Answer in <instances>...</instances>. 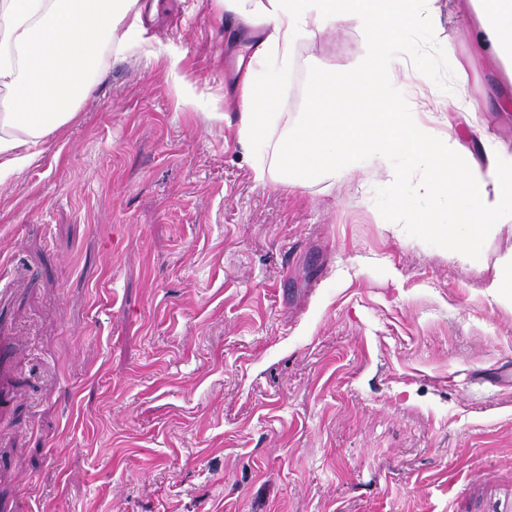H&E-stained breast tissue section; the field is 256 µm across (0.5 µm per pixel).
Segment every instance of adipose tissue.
<instances>
[{
	"label": "adipose tissue",
	"instance_id": "ef3b65f1",
	"mask_svg": "<svg viewBox=\"0 0 512 512\" xmlns=\"http://www.w3.org/2000/svg\"><path fill=\"white\" fill-rule=\"evenodd\" d=\"M429 0H223L234 20L258 21L264 37L239 82L238 137L263 183L336 181L382 168L386 213L407 212L438 249L466 259L479 242L512 221V152L480 136L475 160L458 139L436 135L404 106L400 54L412 31L427 28ZM470 36L486 56L505 62L512 79V0H464ZM142 0H0V181L21 172L64 131L105 77L112 53L142 39ZM363 37L353 65L315 77L306 110L289 124L280 110L283 75L296 42L321 40L345 26Z\"/></svg>",
	"mask_w": 512,
	"mask_h": 512
}]
</instances>
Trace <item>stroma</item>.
I'll list each match as a JSON object with an SVG mask.
<instances>
[{
    "label": "stroma",
    "instance_id": "35a3bbf8",
    "mask_svg": "<svg viewBox=\"0 0 512 512\" xmlns=\"http://www.w3.org/2000/svg\"><path fill=\"white\" fill-rule=\"evenodd\" d=\"M403 100L474 150L512 151L504 68L436 0ZM76 120L0 182V286L21 376L0 429L17 512H512V303L488 286L512 223L468 261L406 215L385 170L254 181L239 55L217 0H159ZM454 52H447V45ZM363 49L300 41L282 109ZM467 65L459 82L457 62ZM221 112L224 122L212 120ZM35 476L25 493L16 478Z\"/></svg>",
    "mask_w": 512,
    "mask_h": 512
}]
</instances>
